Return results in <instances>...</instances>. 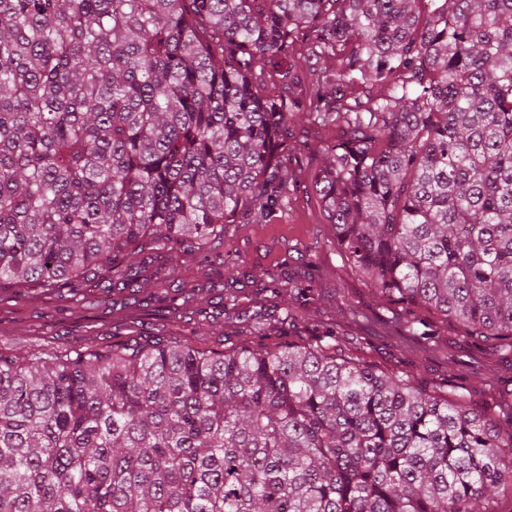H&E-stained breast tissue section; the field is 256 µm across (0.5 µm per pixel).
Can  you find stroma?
Returning a JSON list of instances; mask_svg holds the SVG:
<instances>
[{
  "instance_id": "stroma-1",
  "label": "stroma",
  "mask_w": 512,
  "mask_h": 512,
  "mask_svg": "<svg viewBox=\"0 0 512 512\" xmlns=\"http://www.w3.org/2000/svg\"><path fill=\"white\" fill-rule=\"evenodd\" d=\"M329 133L312 126L301 149V172L291 188L288 208L266 224H229L223 234L211 237L202 253L180 257L176 285L154 282L152 288L137 285L122 288L107 281L65 295L38 293L0 294V336L13 338L16 351L46 343L74 341L86 336L99 342L112 340L114 318L127 312H145L149 297L172 295L175 288H195V303L183 307L177 319L147 315L145 334L158 337L193 332L195 340L217 345L224 332V261L239 265L248 276L241 283L238 310L252 312L255 282L268 274L292 280L308 261H317L313 288L324 289L319 309L331 312L346 325L355 341L366 344L367 360L383 369L412 370L422 379L452 378L456 385L481 398L489 383H512V368L498 363L491 354L481 355L466 345L462 328L449 323L438 350L425 353L412 344L390 336L384 321L399 315L397 306H383L360 274L352 270L336 246L312 188V176L320 163V143ZM207 309L211 324L201 323L198 309ZM456 365H449V356Z\"/></svg>"
}]
</instances>
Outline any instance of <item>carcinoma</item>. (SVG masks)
<instances>
[{
  "mask_svg": "<svg viewBox=\"0 0 512 512\" xmlns=\"http://www.w3.org/2000/svg\"><path fill=\"white\" fill-rule=\"evenodd\" d=\"M336 128L313 187L418 347L454 321L512 360V0H0V292L179 279L226 224L287 209L294 127ZM246 274L224 266V312ZM253 334L298 320L260 289ZM176 289L158 311L171 315ZM0 347V512H499L512 388L379 369L322 322Z\"/></svg>",
  "mask_w": 512,
  "mask_h": 512,
  "instance_id": "obj_1",
  "label": "carcinoma"
}]
</instances>
